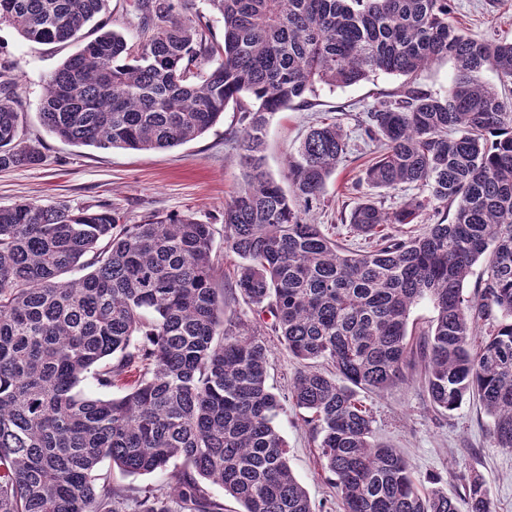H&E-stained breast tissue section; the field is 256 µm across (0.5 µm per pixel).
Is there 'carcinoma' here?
Wrapping results in <instances>:
<instances>
[{
  "label": "carcinoma",
  "instance_id": "carcinoma-1",
  "mask_svg": "<svg viewBox=\"0 0 512 512\" xmlns=\"http://www.w3.org/2000/svg\"><path fill=\"white\" fill-rule=\"evenodd\" d=\"M109 0H0V25L38 44L96 36L45 80L44 128L77 146L154 151L211 129L233 103L243 183L224 207L233 288L267 311L300 363L288 398L307 412L342 512H492L483 478L448 496L418 484L403 454L372 440L359 393L414 376L436 410L476 397L499 448H512V103L480 80L512 86V41L472 38L449 0H206L224 23L209 37L186 0H137L139 40L109 28ZM456 65L448 94L406 88L367 115L379 155L374 189L415 185L389 211L371 198L349 224L375 242L355 252L315 223L314 206L346 157L336 117L290 155L284 191L264 168L269 116L321 88L377 74L411 77ZM13 66L0 63V170L42 165L25 138ZM429 200L449 223L405 237ZM487 259L479 299L464 285ZM212 226L193 214L129 224L104 206L19 201L0 207V512H315L275 425L269 350L224 326ZM435 316L416 339L420 301ZM121 390L116 397L83 390ZM164 473L169 485L128 494L98 474Z\"/></svg>",
  "mask_w": 512,
  "mask_h": 512
}]
</instances>
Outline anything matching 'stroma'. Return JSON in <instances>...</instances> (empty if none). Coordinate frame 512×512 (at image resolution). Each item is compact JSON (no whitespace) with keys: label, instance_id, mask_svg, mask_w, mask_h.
<instances>
[{"label":"stroma","instance_id":"1","mask_svg":"<svg viewBox=\"0 0 512 512\" xmlns=\"http://www.w3.org/2000/svg\"><path fill=\"white\" fill-rule=\"evenodd\" d=\"M450 18L474 37L512 39V0H451ZM80 47L77 41L30 43L13 27L0 25V61H10L19 78L26 136L40 141L47 156L40 166L0 170V206L24 199L42 204L64 202L75 208L109 205L131 224L154 213L191 212L212 226L214 249L224 254V206L243 179L234 148L241 127L239 112L227 108L223 119L203 135L164 150H104L63 142L43 127L38 107L45 78ZM454 72L453 63L442 59L410 79L380 74L349 87L319 91L306 104L273 114L264 146L267 171L283 180L287 155L323 117L335 114L347 133L348 152L326 184L324 208L315 220L345 247L366 249L364 239L341 221V214L349 213L367 197L392 210L420 190L411 185L377 190L364 182L372 154L359 125L374 105L396 98L406 86L446 93ZM224 319L249 324L268 343V384L285 399L276 425L288 446L291 469L316 512H340L335 484L324 471L301 421L303 412L286 399L288 383L299 363L279 344L270 314L259 315L244 303L231 301L224 308ZM364 400L373 412L375 439L398 448L417 480L424 482L437 475L453 492L461 476L478 472L486 482L492 512H512V448L496 446L492 420L476 401L467 398L453 411H434L421 383L415 380L381 394H365Z\"/></svg>","mask_w":512,"mask_h":512}]
</instances>
